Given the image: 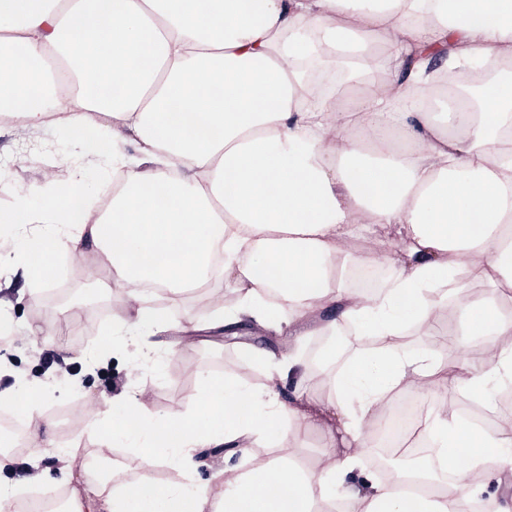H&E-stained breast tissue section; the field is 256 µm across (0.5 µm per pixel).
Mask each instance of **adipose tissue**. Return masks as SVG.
Listing matches in <instances>:
<instances>
[{"mask_svg":"<svg viewBox=\"0 0 512 512\" xmlns=\"http://www.w3.org/2000/svg\"><path fill=\"white\" fill-rule=\"evenodd\" d=\"M317 35L324 62L349 59L347 88L315 97L294 58ZM416 54L413 68L380 75L377 56ZM447 49L476 62L512 59V0H0V115L34 125L51 118L49 101L69 106L60 120L76 136L112 117V136L97 150L110 154L121 188L109 208L75 184L40 193L39 211L0 213L4 224L46 227L28 237L22 255L38 284L57 276L56 254L92 241L113 283L134 304L129 323L151 332L162 311L144 304L142 285L181 296L205 287L212 258L250 301L280 288L289 322L333 309L337 319L316 333L352 327L356 340L390 341L404 328L431 325L440 285L453 279L457 257L477 258L472 279L488 282L492 301L457 298L458 317L480 353L450 363L423 351L372 352L340 361L325 344L320 369L329 387L322 408L300 396L281 399L276 381L263 395L239 384L205 382L198 412L147 417L126 403L112 429L143 441L152 462L163 449L190 465L195 449L241 438L257 441L249 467L217 470L222 492L152 491L113 485L110 467L95 481L106 512H512L495 482L512 471V431L460 428L457 412L438 402L441 390L463 383L481 397L487 380L512 369V320L495 297L512 288V74L497 77L494 101L459 94L435 124L432 112H397L428 80L426 58ZM380 53V54H381ZM354 129L340 136L335 124ZM132 132L141 157L115 153ZM391 226L398 249L360 251L359 231ZM387 259L397 270L383 294L343 285L346 273ZM436 398L422 431L441 458L461 453L466 470L443 484L439 468L422 462L391 472L358 467L371 447L372 420L400 391ZM320 429L325 445L345 449L331 473L359 483L331 498L326 475L300 461L269 457L260 441H297ZM287 473L286 481L272 474ZM480 481H472V473Z\"/></svg>","mask_w":512,"mask_h":512,"instance_id":"ef3b65f1","label":"adipose tissue"}]
</instances>
